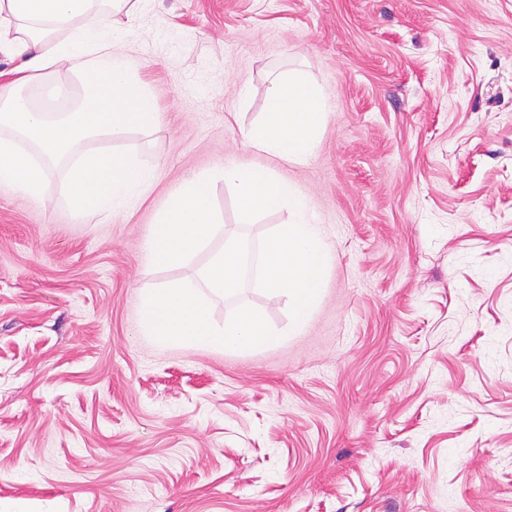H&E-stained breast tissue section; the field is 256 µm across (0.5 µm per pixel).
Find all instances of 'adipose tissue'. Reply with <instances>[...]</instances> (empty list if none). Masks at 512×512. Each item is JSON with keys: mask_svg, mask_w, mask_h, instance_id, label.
I'll use <instances>...</instances> for the list:
<instances>
[{"mask_svg": "<svg viewBox=\"0 0 512 512\" xmlns=\"http://www.w3.org/2000/svg\"><path fill=\"white\" fill-rule=\"evenodd\" d=\"M95 0H0V55L15 63L0 84V192L34 204L46 200L52 164L69 162L66 190L76 213L93 207L126 211L154 188V168L134 157L88 151L90 138L123 137L129 127L152 124L156 102L135 76L132 52L120 39L113 12L129 0H110L108 12ZM66 68L83 78L84 91L66 119H48L39 109L14 106L19 87H40L52 71ZM265 124L248 133L251 146L283 161L304 160L318 144L322 103L299 76L270 81Z\"/></svg>", "mask_w": 512, "mask_h": 512, "instance_id": "ef3b65f1", "label": "adipose tissue"}]
</instances>
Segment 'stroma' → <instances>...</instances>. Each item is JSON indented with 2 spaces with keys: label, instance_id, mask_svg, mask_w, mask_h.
Here are the masks:
<instances>
[{
  "label": "stroma",
  "instance_id": "obj_1",
  "mask_svg": "<svg viewBox=\"0 0 512 512\" xmlns=\"http://www.w3.org/2000/svg\"><path fill=\"white\" fill-rule=\"evenodd\" d=\"M158 108L90 148L157 183L75 216L64 171L36 205L0 194V512H512V0H144L114 17ZM303 74L314 153L256 152L271 73ZM266 166L305 198L326 270L305 328L286 295L240 303L280 342L165 347L140 289L196 275L146 261L169 192L218 164Z\"/></svg>",
  "mask_w": 512,
  "mask_h": 512
}]
</instances>
